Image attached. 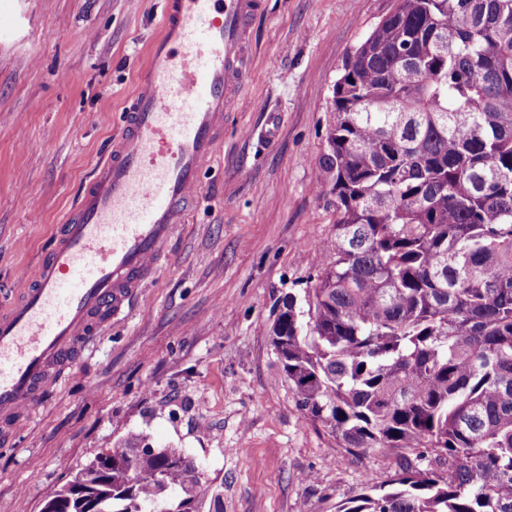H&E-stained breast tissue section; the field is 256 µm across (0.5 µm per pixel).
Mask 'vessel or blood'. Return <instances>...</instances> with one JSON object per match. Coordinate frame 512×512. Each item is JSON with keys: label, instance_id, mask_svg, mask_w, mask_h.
Wrapping results in <instances>:
<instances>
[{"label": "vessel or blood", "instance_id": "b4317fda", "mask_svg": "<svg viewBox=\"0 0 512 512\" xmlns=\"http://www.w3.org/2000/svg\"><path fill=\"white\" fill-rule=\"evenodd\" d=\"M260 0H161L108 155L17 298L0 309V423L18 425L169 257L246 81Z\"/></svg>", "mask_w": 512, "mask_h": 512}]
</instances>
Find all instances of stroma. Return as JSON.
I'll return each mask as SVG.
<instances>
[{"label": "stroma", "instance_id": "obj_1", "mask_svg": "<svg viewBox=\"0 0 512 512\" xmlns=\"http://www.w3.org/2000/svg\"><path fill=\"white\" fill-rule=\"evenodd\" d=\"M394 0H263L246 85L132 309L0 443V512H40L68 471L130 435L200 468L201 512H336L392 453L348 454L306 420L272 346L309 320L336 211L316 186L342 63ZM159 0H0V304L31 276L119 131Z\"/></svg>", "mask_w": 512, "mask_h": 512}]
</instances>
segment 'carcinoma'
Instances as JSON below:
<instances>
[{"instance_id": "cac0c4a2", "label": "carcinoma", "mask_w": 512, "mask_h": 512, "mask_svg": "<svg viewBox=\"0 0 512 512\" xmlns=\"http://www.w3.org/2000/svg\"><path fill=\"white\" fill-rule=\"evenodd\" d=\"M329 109L330 261L279 363L348 452H415L337 512H512V0H395ZM72 481L97 512H197L195 461L136 435Z\"/></svg>"}]
</instances>
